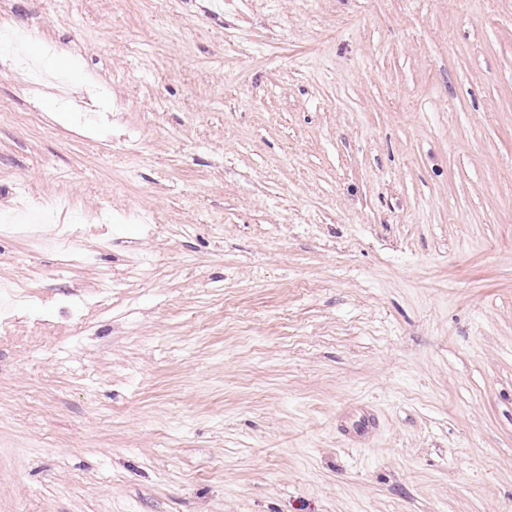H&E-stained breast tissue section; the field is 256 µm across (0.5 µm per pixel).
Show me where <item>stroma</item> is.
<instances>
[{"mask_svg":"<svg viewBox=\"0 0 512 512\" xmlns=\"http://www.w3.org/2000/svg\"><path fill=\"white\" fill-rule=\"evenodd\" d=\"M1 30L0 512H512V0Z\"/></svg>","mask_w":512,"mask_h":512,"instance_id":"1","label":"stroma"}]
</instances>
